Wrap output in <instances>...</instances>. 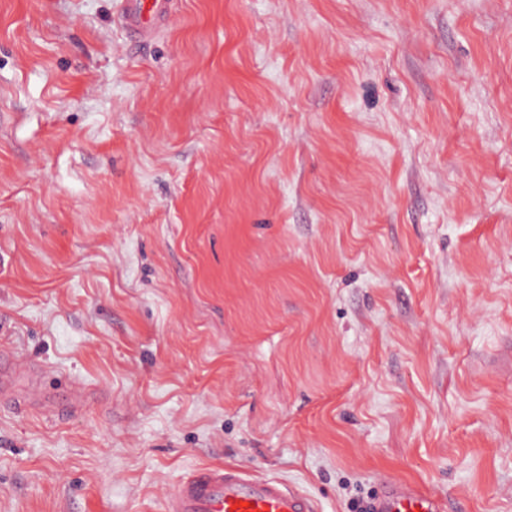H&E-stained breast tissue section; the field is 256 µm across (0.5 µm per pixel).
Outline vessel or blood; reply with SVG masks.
<instances>
[{
    "label": "vessel or blood",
    "instance_id": "b4317fda",
    "mask_svg": "<svg viewBox=\"0 0 512 512\" xmlns=\"http://www.w3.org/2000/svg\"><path fill=\"white\" fill-rule=\"evenodd\" d=\"M171 0H126L124 18L137 38L158 33L170 19ZM167 512H318L315 501L273 478L245 475L232 467H205L183 480L167 500ZM367 512H446L421 487L384 481Z\"/></svg>",
    "mask_w": 512,
    "mask_h": 512
}]
</instances>
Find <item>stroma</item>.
<instances>
[{"mask_svg": "<svg viewBox=\"0 0 512 512\" xmlns=\"http://www.w3.org/2000/svg\"><path fill=\"white\" fill-rule=\"evenodd\" d=\"M120 4L0 0V512H512V0ZM171 0H127L124 18L133 37L158 33L170 19ZM241 503H249L243 507ZM167 512H318L315 501L273 478L232 467H205L183 480L167 499ZM446 505L421 487L399 479L385 480L368 502L367 512H445Z\"/></svg>", "mask_w": 512, "mask_h": 512, "instance_id": "35a3bbf8", "label": "stroma"}]
</instances>
